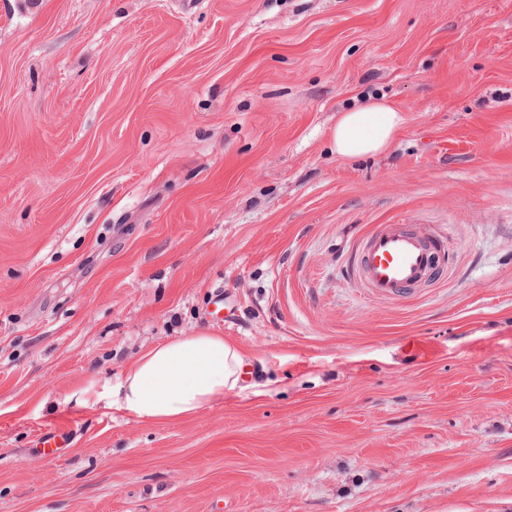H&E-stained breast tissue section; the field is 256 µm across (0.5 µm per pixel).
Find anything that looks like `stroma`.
Returning <instances> with one entry per match:
<instances>
[{"instance_id": "1", "label": "stroma", "mask_w": 512, "mask_h": 512, "mask_svg": "<svg viewBox=\"0 0 512 512\" xmlns=\"http://www.w3.org/2000/svg\"><path fill=\"white\" fill-rule=\"evenodd\" d=\"M379 224L445 273L367 288ZM199 332L242 389L112 410ZM0 512H512V0H0ZM404 122L402 110L384 100L341 112L332 133L336 154L358 158L384 153Z\"/></svg>"}]
</instances>
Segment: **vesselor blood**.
<instances>
[{"mask_svg": "<svg viewBox=\"0 0 512 512\" xmlns=\"http://www.w3.org/2000/svg\"><path fill=\"white\" fill-rule=\"evenodd\" d=\"M434 244L408 224H381L360 246L355 272L367 288L388 297L404 296L436 272Z\"/></svg>", "mask_w": 512, "mask_h": 512, "instance_id": "obj_1", "label": "vessel or blood"}]
</instances>
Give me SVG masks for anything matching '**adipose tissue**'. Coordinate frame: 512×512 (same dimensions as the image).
I'll return each mask as SVG.
<instances>
[{
    "mask_svg": "<svg viewBox=\"0 0 512 512\" xmlns=\"http://www.w3.org/2000/svg\"><path fill=\"white\" fill-rule=\"evenodd\" d=\"M404 122L401 109L384 101L342 112L332 133L336 153H384ZM245 366L244 354L223 337L179 336L154 345L126 369L112 406L157 422L181 420L238 389Z\"/></svg>",
    "mask_w": 512,
    "mask_h": 512,
    "instance_id": "ef3b65f1",
    "label": "adipose tissue"
}]
</instances>
